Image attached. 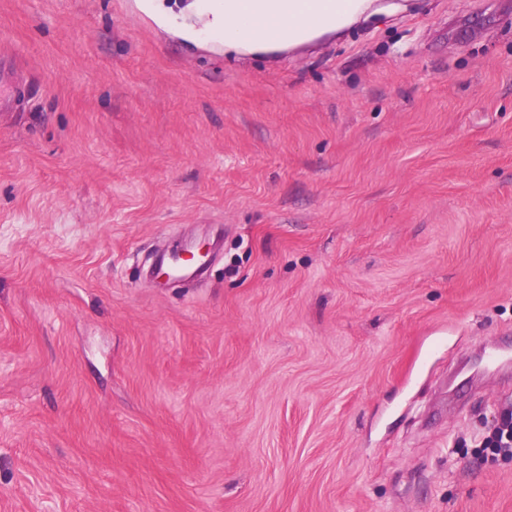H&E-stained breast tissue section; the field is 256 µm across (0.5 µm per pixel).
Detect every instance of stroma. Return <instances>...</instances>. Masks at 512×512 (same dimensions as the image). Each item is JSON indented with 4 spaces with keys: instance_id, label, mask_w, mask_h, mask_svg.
Instances as JSON below:
<instances>
[{
    "instance_id": "1",
    "label": "stroma",
    "mask_w": 512,
    "mask_h": 512,
    "mask_svg": "<svg viewBox=\"0 0 512 512\" xmlns=\"http://www.w3.org/2000/svg\"><path fill=\"white\" fill-rule=\"evenodd\" d=\"M149 9L0 0V512H512V0ZM234 0H199L201 8L205 11H216L223 18V27L215 30L209 37L210 46L218 48L222 44V33L224 32V41L229 44L240 43L233 28H226L224 31V19L233 24L236 20V4ZM279 0H255L256 17H251L252 22L239 32L242 44L246 47L257 42H269L275 44H288V40H309L316 31H324L340 22L347 10L339 9L336 0H292L288 7L295 14L307 19L306 26L292 24L294 18L288 16V21L283 19L278 5ZM290 22L291 24H288ZM320 25H327L320 27ZM317 29V30H316ZM196 250H189L182 252L187 261L196 262L199 258H202L206 254V243L203 241L196 242L193 245ZM178 252H171L162 257V264L165 268H171L174 271L176 277H180L184 274L187 262L182 259ZM477 455L482 460L501 458L512 459V412L506 413L496 422L489 434L479 443Z\"/></svg>"
}]
</instances>
